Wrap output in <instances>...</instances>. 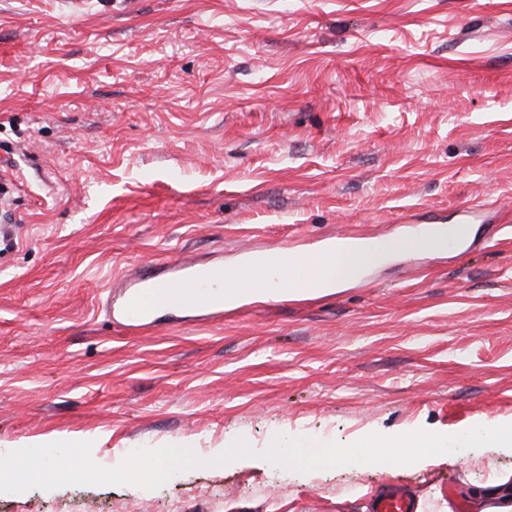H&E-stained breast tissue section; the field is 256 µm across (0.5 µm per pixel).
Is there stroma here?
<instances>
[{
  "label": "stroma",
  "mask_w": 512,
  "mask_h": 512,
  "mask_svg": "<svg viewBox=\"0 0 512 512\" xmlns=\"http://www.w3.org/2000/svg\"><path fill=\"white\" fill-rule=\"evenodd\" d=\"M4 180L0 512H369L389 485L488 512L512 447L464 439L512 421V0H0ZM405 204L472 208L469 240L207 326L102 309L180 253L405 235ZM411 435L439 445L360 447ZM167 449L190 462L131 479ZM73 454L94 480L42 476ZM362 448H379L371 457L374 463H404L421 455L420 448H434L436 441L431 436H410L397 442L368 439Z\"/></svg>",
  "instance_id": "stroma-1"
}]
</instances>
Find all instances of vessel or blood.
Segmentation results:
<instances>
[{
  "label": "vessel or blood",
  "instance_id": "1",
  "mask_svg": "<svg viewBox=\"0 0 512 512\" xmlns=\"http://www.w3.org/2000/svg\"><path fill=\"white\" fill-rule=\"evenodd\" d=\"M266 272L258 257H246L236 269L220 263L201 265L182 256L171 260L164 273L145 277L125 290L119 303L108 304L107 312L116 324L128 330L177 314L217 318L224 313V301L206 293L207 283L225 285L237 301L243 302L264 290ZM371 512H418V503L405 490L384 488L378 492Z\"/></svg>",
  "mask_w": 512,
  "mask_h": 512
}]
</instances>
